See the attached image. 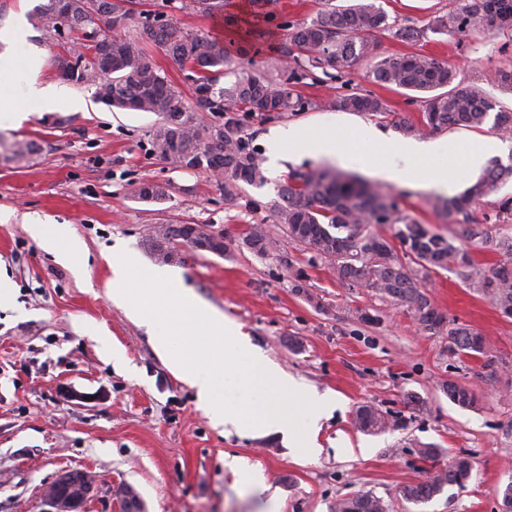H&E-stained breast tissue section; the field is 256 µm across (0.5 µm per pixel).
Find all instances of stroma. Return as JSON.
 Returning a JSON list of instances; mask_svg holds the SVG:
<instances>
[{
	"mask_svg": "<svg viewBox=\"0 0 512 512\" xmlns=\"http://www.w3.org/2000/svg\"><path fill=\"white\" fill-rule=\"evenodd\" d=\"M398 24L425 26L452 0H377ZM193 33L232 43L238 70L280 56L285 38L267 24L252 0H224L205 13L166 5ZM386 53L434 56L459 70L460 79L512 110V92L490 83L512 69V44L428 34L412 44L379 36ZM81 110L46 108L26 101L27 121L0 122V139H32L42 146L27 168L0 158V277L13 285L10 308H0V512H44L43 494L57 476L80 470L94 479L82 512H123L122 489L139 496L144 512H333L338 499L369 492L391 512H501L502 490L512 482V318L490 297L452 271L431 274L428 290L448 320L485 336L493 365L448 351V338L421 330L405 308L368 288L337 282L324 260L275 223L269 203L295 172L318 160H289L264 186H244L227 202L214 177L173 168L151 151L155 115L110 111L90 85H71ZM341 91L337 80L301 86L318 109L279 118L249 117L246 132L266 149L276 126H327L363 121L399 137L391 120L365 112L327 108ZM168 184L164 199L144 201L142 183ZM403 214L454 239L455 225L433 209L435 194L396 184ZM67 225L85 245L81 271L54 259L35 240L24 216ZM211 224L232 245L224 256L180 249L170 270L208 305L234 319L252 344L300 382L338 402L319 422L318 456L296 455L276 434L240 435L215 428L154 352L147 327L113 303L112 249L133 251L145 265L144 246L163 224ZM263 225L274 242L265 255L244 243ZM306 274L296 282L297 271ZM370 314L363 322L361 314ZM471 385L479 402L452 403L448 382ZM374 405L387 426L365 433L355 426L358 407ZM433 446L434 459L420 457ZM468 455L473 471L464 487L450 486L432 501L414 505L402 488L447 469ZM242 459L261 472L269 493L255 492L225 458Z\"/></svg>",
	"mask_w": 512,
	"mask_h": 512,
	"instance_id": "35a3bbf8",
	"label": "stroma"
}]
</instances>
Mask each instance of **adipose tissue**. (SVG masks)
<instances>
[{
  "label": "adipose tissue",
  "mask_w": 512,
  "mask_h": 512,
  "mask_svg": "<svg viewBox=\"0 0 512 512\" xmlns=\"http://www.w3.org/2000/svg\"><path fill=\"white\" fill-rule=\"evenodd\" d=\"M28 30L24 22L0 30V42L6 50L0 54V119L20 124L28 116L24 100L39 99L47 104L61 101L78 106L67 88L58 84L40 82L39 73L45 61L41 52L28 54L24 64H17L14 48L25 43ZM268 162L270 169H281L283 161L307 155L324 157L346 164L353 142H360L367 150L365 170L380 180L404 185L409 183L410 171L421 172L417 185L442 194H453L461 171H479L485 160L501 151L502 145L494 138L470 141L466 152H455L443 140H392L374 125L362 122L348 126L346 134L331 135L308 124H289L271 128ZM33 235L44 240L55 252L57 261L77 264L82 255L80 243L72 237L66 225L44 224L31 220Z\"/></svg>",
  "instance_id": "obj_1"
}]
</instances>
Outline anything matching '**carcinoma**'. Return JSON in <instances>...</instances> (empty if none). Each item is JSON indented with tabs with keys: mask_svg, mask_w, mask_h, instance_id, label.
Listing matches in <instances>:
<instances>
[{
	"mask_svg": "<svg viewBox=\"0 0 512 512\" xmlns=\"http://www.w3.org/2000/svg\"><path fill=\"white\" fill-rule=\"evenodd\" d=\"M61 0H44L35 8L38 25L63 44H79L80 56L60 54L54 65L68 64V81L95 86L96 100L108 109L153 113L158 116L151 138L153 153L178 169H203L224 176V198L236 197L239 184L261 187L266 176L253 136L243 129V118L264 119L286 112H306L322 104L295 92L306 81L316 83L337 79L359 62L370 66L371 81L379 86L420 95L423 109L420 127L402 119L395 128L411 133L453 128H481L495 108L487 95L458 79L447 63L430 56L383 55L378 34L389 31L401 42H416L426 31L456 36L479 37L490 32L512 40V22L494 26L491 15L512 19V0H461L459 7L432 16L427 26L417 28L390 22L382 7L371 0H317L311 20L283 19L277 27L286 31L287 53L295 62L286 71L281 60L272 57L266 67L235 72L231 53L222 41L195 35L158 9L135 11L129 0H74L69 19H62ZM149 39L180 66L197 65V81L212 89L205 111L217 120L197 122L180 91L141 45ZM223 74L235 80L217 87ZM288 86V95L280 87ZM346 112H368L388 118L395 115L388 102L374 92L350 87L327 103ZM30 139L0 141L5 159L27 165L40 153ZM512 177V163L489 161L484 172L462 194L439 199L434 208L446 219L461 225V236L480 239L489 252L501 259L487 269L471 252L445 237L431 233L416 220L404 216L393 196L357 177L325 168L293 175L281 187L272 205L275 223L288 228L289 237L320 258L330 261L337 281L349 288L366 286L406 308L418 326L429 332L448 327V351L454 355L483 358L493 363L486 338L469 326L450 322L431 302L426 282L430 274L450 270L460 280L489 295L497 307L512 308V237H497L471 224L470 209L497 185ZM494 223L512 225V197L497 203ZM373 224H390L393 237L402 244L397 253L386 239L371 230ZM184 241L177 224L161 225L145 239L150 255L165 261L163 253ZM245 242L265 255L274 248L262 227L250 229ZM448 398L462 408L477 402L473 389L450 383ZM356 426L373 433L385 420L373 405L356 412ZM472 475L467 456L456 457L448 469L412 486H404L402 498L413 504L426 503L447 486H461ZM336 512H390L389 505L370 492L357 493L336 501Z\"/></svg>",
	"mask_w": 512,
	"mask_h": 512,
	"instance_id": "1",
	"label": "carcinoma"
}]
</instances>
